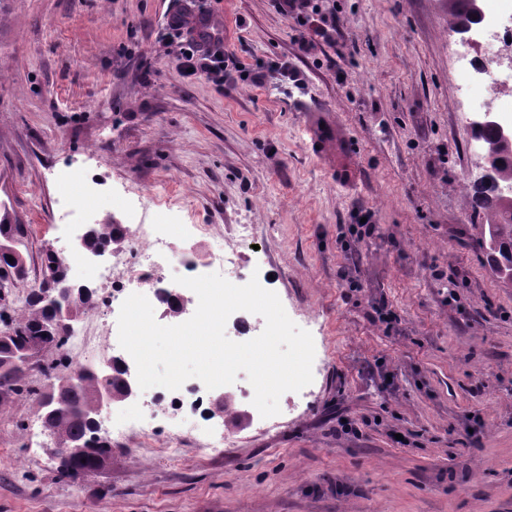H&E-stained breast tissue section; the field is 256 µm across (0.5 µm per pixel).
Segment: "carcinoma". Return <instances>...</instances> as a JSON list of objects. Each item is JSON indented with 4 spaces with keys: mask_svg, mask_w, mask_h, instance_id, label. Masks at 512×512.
<instances>
[{
    "mask_svg": "<svg viewBox=\"0 0 512 512\" xmlns=\"http://www.w3.org/2000/svg\"><path fill=\"white\" fill-rule=\"evenodd\" d=\"M448 10L454 18V33L460 34L474 23L472 0H448ZM474 138L486 150L498 142L497 128L476 127ZM496 159L498 162L494 163V181H476L472 189L477 205L487 210L486 223L481 225V235L488 237V250L491 252L495 270L500 273L504 270L512 271V197L504 196L500 192V185L512 183V145L499 151ZM123 238L120 225L100 224L97 227L95 243L110 246L114 241ZM1 264L17 269L18 274L10 278L0 276V295L4 289L14 287L20 277L29 273L27 258L23 253L13 257L11 261L8 256L0 255ZM53 319L54 315L45 308V303L36 295V291H31L26 297L22 313L9 320L6 325L12 335L0 340V358L32 338L42 339L47 353L64 345L66 335L53 328ZM25 375L24 371H0V405L8 403L13 396L23 391L22 381ZM101 383L102 379L95 369L86 368L78 381L60 388L61 404L55 411H48L44 407L43 399H38V415L44 418L53 434L64 441L86 444L87 452L83 457H61L60 474L66 477L93 473L112 458V442L99 437L95 424L90 420Z\"/></svg>",
    "mask_w": 512,
    "mask_h": 512,
    "instance_id": "obj_1",
    "label": "carcinoma"
}]
</instances>
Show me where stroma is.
Returning a JSON list of instances; mask_svg holds the SVG:
<instances>
[{
  "instance_id": "stroma-1",
  "label": "stroma",
  "mask_w": 512,
  "mask_h": 512,
  "mask_svg": "<svg viewBox=\"0 0 512 512\" xmlns=\"http://www.w3.org/2000/svg\"><path fill=\"white\" fill-rule=\"evenodd\" d=\"M327 39L275 0H197L244 62L301 85L178 71L184 0H0V212L29 267L70 257L56 222L61 163L97 177L113 223L148 191L146 223L176 243L206 224L314 340L313 381L267 423L213 417L221 455L161 440L112 445L103 472L62 477L33 395L0 406V512H512V284L481 244L463 185L479 155L448 0H314ZM334 127L333 158L312 147ZM368 221L370 235L351 226ZM253 225L241 239L237 227ZM118 314L78 321L94 349Z\"/></svg>"
}]
</instances>
